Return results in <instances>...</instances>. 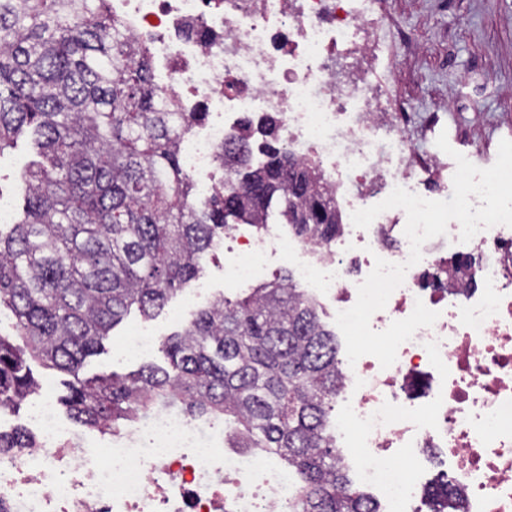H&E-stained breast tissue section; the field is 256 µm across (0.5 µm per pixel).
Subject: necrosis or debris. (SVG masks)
I'll return each instance as SVG.
<instances>
[{
  "instance_id": "4bbe7bcc",
  "label": "necrosis or debris",
  "mask_w": 512,
  "mask_h": 512,
  "mask_svg": "<svg viewBox=\"0 0 512 512\" xmlns=\"http://www.w3.org/2000/svg\"><path fill=\"white\" fill-rule=\"evenodd\" d=\"M373 0H110L125 35L162 68L160 88L206 122L181 145L185 169L209 200L225 172L219 153L245 119L272 117L297 160L315 159L345 214L401 187L444 200L440 149L412 153L406 126L383 103L370 65L380 20ZM406 214L368 228L345 223L335 241L302 240L282 225L240 234L224 250V278L250 287L274 261L335 311L351 308L376 259L407 262ZM479 265L448 276L436 239L370 325L381 332L416 302L439 314L381 368L344 364L336 445L360 451L386 512H423L422 448L439 449L448 512H512V227L460 242ZM37 447L0 456V512H287L294 487L268 455L231 457L224 440L173 412L154 413L108 441L71 439L48 391L28 414Z\"/></svg>"
}]
</instances>
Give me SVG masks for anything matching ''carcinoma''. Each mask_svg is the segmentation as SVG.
Segmentation results:
<instances>
[{"mask_svg":"<svg viewBox=\"0 0 512 512\" xmlns=\"http://www.w3.org/2000/svg\"><path fill=\"white\" fill-rule=\"evenodd\" d=\"M204 117L162 106L107 0H0V155L28 131L43 157L23 172L22 217L0 224V413L42 387L34 367L66 372L61 403L87 427L154 408L222 420L231 447L270 453L296 483L288 512H380L329 431L336 333L289 275L201 309L162 342L165 366L80 377L131 308L150 318L197 275L228 218L259 227L275 203L299 238L340 232L315 164L268 145L255 166L247 138L224 151L230 192L197 201L178 143ZM33 447L0 432V455Z\"/></svg>","mask_w":512,"mask_h":512,"instance_id":"carcinoma-1","label":"carcinoma"}]
</instances>
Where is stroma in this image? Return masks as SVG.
<instances>
[{
  "instance_id": "1",
  "label": "stroma",
  "mask_w": 512,
  "mask_h": 512,
  "mask_svg": "<svg viewBox=\"0 0 512 512\" xmlns=\"http://www.w3.org/2000/svg\"><path fill=\"white\" fill-rule=\"evenodd\" d=\"M383 23L374 63L383 94L409 115L406 129L417 151L447 135L454 151L497 158L501 140H512V0H378ZM38 158L29 136L0 154V205L18 216L24 205L22 172ZM244 224L229 220L219 244L201 261L199 276L162 311L143 318L131 311L112 329L103 351L86 359L85 377L165 365L159 347L130 355L122 346L144 326L164 337L187 324L215 297L235 296L224 284V247Z\"/></svg>"
}]
</instances>
